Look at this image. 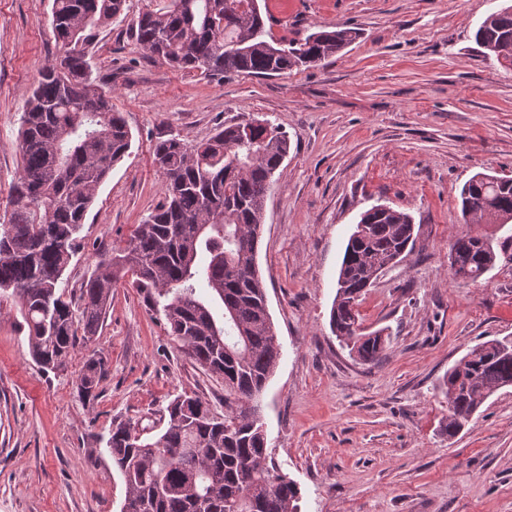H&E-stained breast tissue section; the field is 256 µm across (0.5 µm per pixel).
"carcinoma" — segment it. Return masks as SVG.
<instances>
[{
    "label": "carcinoma",
    "instance_id": "1",
    "mask_svg": "<svg viewBox=\"0 0 512 512\" xmlns=\"http://www.w3.org/2000/svg\"><path fill=\"white\" fill-rule=\"evenodd\" d=\"M126 0H53L51 28L62 55L26 101L19 130L22 158L10 187L9 223L0 225V296L18 298L32 358L63 371L78 338L91 339L112 287L126 275L145 293L168 336L197 365L224 381V416L196 394L173 398L157 421H112L105 451L138 512H300L299 485L269 461L260 421L262 394L281 344L256 266L271 179L288 156L281 127L266 121L244 140L226 124L206 140L156 142L153 163L163 200L125 246L105 252L77 298L58 292L76 253L78 232L97 191L131 148L132 133L112 98L91 80L89 47L120 16ZM152 57L202 75L275 77L337 55L358 37L337 26L303 38L267 39L259 0H157L132 25ZM474 41L487 58L512 69V6L479 23ZM466 224H512V177L471 178L460 192ZM346 244L330 311L332 332L364 363L385 348L364 333L359 300L378 275L413 244L412 217L392 207L366 210ZM503 242L454 237L453 279L475 282L507 252ZM105 373L88 358L78 391L86 399ZM512 386V340L471 348L436 386L448 404L441 431L455 436L497 389Z\"/></svg>",
    "mask_w": 512,
    "mask_h": 512
}]
</instances>
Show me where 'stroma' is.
<instances>
[{
  "label": "stroma",
  "mask_w": 512,
  "mask_h": 512,
  "mask_svg": "<svg viewBox=\"0 0 512 512\" xmlns=\"http://www.w3.org/2000/svg\"><path fill=\"white\" fill-rule=\"evenodd\" d=\"M274 40L346 25L359 38L321 64L273 77L206 78L149 56L131 35L145 0H127L90 48L94 84L133 134L99 187L59 289L73 294L98 252L124 246L164 196L152 147L209 138L259 116L290 152L266 200L257 263L282 346L262 415L275 465L301 489L300 512H512V387L455 437L435 386L473 346L512 337V261L453 280L460 189L479 172L512 176V70L484 57L478 23L502 0H264ZM52 0H0V224L20 171L23 106L61 54ZM410 214L415 244L358 310L389 334L365 364L329 327L344 247L363 211ZM106 371L77 389L86 359ZM224 412V385L167 336L130 279L112 290L92 341L66 371L32 359L20 307L0 301V512H121L125 487L100 452L113 420L150 423L181 393ZM105 373V363L102 358H88L77 384L78 391L85 399L95 398V390L101 376Z\"/></svg>",
  "instance_id": "obj_1"
}]
</instances>
